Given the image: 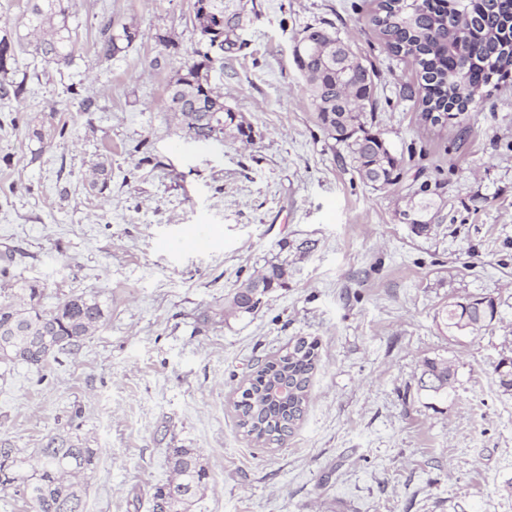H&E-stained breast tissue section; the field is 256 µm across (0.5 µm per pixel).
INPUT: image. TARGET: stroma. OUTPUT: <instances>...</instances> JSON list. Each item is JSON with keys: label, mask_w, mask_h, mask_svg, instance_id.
Listing matches in <instances>:
<instances>
[{"label": "stroma", "mask_w": 512, "mask_h": 512, "mask_svg": "<svg viewBox=\"0 0 512 512\" xmlns=\"http://www.w3.org/2000/svg\"><path fill=\"white\" fill-rule=\"evenodd\" d=\"M193 3L64 0L76 45L58 65L34 50L27 0H0L27 88L0 99V259L12 258L0 292L38 281L47 308L79 294L109 304L78 355L0 363V439L30 454L74 423L98 450L86 512H151L171 448L196 449L208 471L190 512H512V390L496 371L512 358V81L470 132L431 126L402 94L417 67L371 22L378 0H253L248 46L214 78L256 138L204 145L164 108L197 44ZM105 16L139 30L109 61L95 52ZM321 21L375 69L398 186L363 182L314 122L292 46ZM101 161L112 179L98 192ZM416 182L442 184L446 201L421 236L400 218ZM277 258L286 287L224 316L225 296ZM474 297L495 301L492 325L447 332L439 310ZM300 336L318 344L304 420L282 446L257 445L238 425L240 388ZM437 355L457 382L432 403L417 368Z\"/></svg>", "instance_id": "1"}]
</instances>
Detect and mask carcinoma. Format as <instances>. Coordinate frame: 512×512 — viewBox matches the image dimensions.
<instances>
[{
	"mask_svg": "<svg viewBox=\"0 0 512 512\" xmlns=\"http://www.w3.org/2000/svg\"><path fill=\"white\" fill-rule=\"evenodd\" d=\"M233 0H195L194 26L199 48L183 72L171 82L166 111L177 118L197 142L254 140L244 117L224 107L222 85L212 72L224 58L210 56L221 39V50L232 53L246 46L225 5ZM371 21L388 49L409 58L420 75L421 104L425 112L478 109L492 79L512 75V0H380ZM29 36L43 59L68 63L74 51L72 30L62 0H32ZM138 29L119 28L107 21L96 44L97 56L111 60L132 45ZM309 50L295 63L306 76L314 108V122L325 136L343 144L361 178L384 189L402 182L404 167L376 123L375 70L342 49L344 41L321 22L299 32ZM439 193L423 184L413 192L408 219L415 231L428 233L440 212ZM287 268L271 262L264 271L245 280L224 298V314H251L273 288L285 286ZM44 288L27 282L0 299V362L26 364L37 369L73 355L105 321L108 306L96 295H73L55 308L42 305ZM494 302L475 298L451 303L441 310L445 328L472 332L496 317ZM317 365L316 343L301 337L286 351L266 362L236 403L239 426L262 445H281L302 422L309 399L310 377ZM292 389L288 399L266 395L271 380ZM457 379L454 364L443 356L421 365L418 390L443 400ZM97 449L72 430L49 436L32 456L7 440L0 441V490L11 489L31 512H84L82 479L96 465ZM171 476L155 487L152 498H166L168 512H187L191 499L205 486L208 471L192 448L170 449Z\"/></svg>",
	"mask_w": 512,
	"mask_h": 512,
	"instance_id": "carcinoma-1",
	"label": "carcinoma"
}]
</instances>
